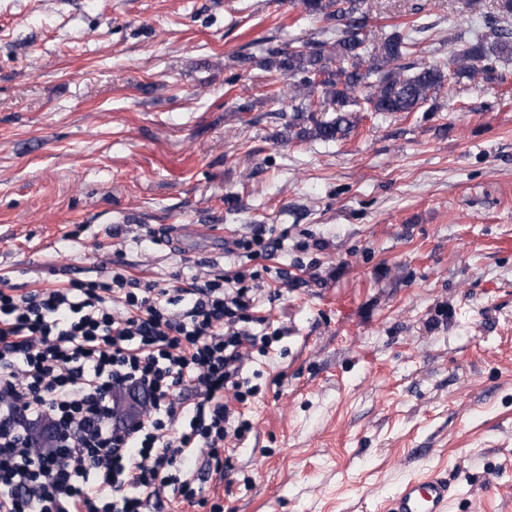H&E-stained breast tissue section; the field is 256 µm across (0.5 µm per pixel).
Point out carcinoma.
I'll use <instances>...</instances> for the list:
<instances>
[{
	"label": "carcinoma",
	"mask_w": 512,
	"mask_h": 512,
	"mask_svg": "<svg viewBox=\"0 0 512 512\" xmlns=\"http://www.w3.org/2000/svg\"><path fill=\"white\" fill-rule=\"evenodd\" d=\"M363 0H304L308 12L340 23L336 37L307 39L288 48H269L266 56L247 57L264 71L276 70L288 78L279 96L288 97V133L299 139L336 141L356 127L355 112H416L436 100L448 82V74L473 77L476 65L492 69V63L512 56V30L498 29L493 40L479 37L453 52L447 64L406 65L402 59L413 46L408 36L394 32L368 50ZM321 98L336 106V116L319 120L310 112L311 101ZM51 423L26 425L32 444L54 446Z\"/></svg>",
	"instance_id": "cac0c4a2"
}]
</instances>
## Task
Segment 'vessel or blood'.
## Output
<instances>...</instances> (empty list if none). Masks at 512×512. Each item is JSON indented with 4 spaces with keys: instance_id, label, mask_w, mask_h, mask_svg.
I'll list each match as a JSON object with an SVG mask.
<instances>
[{
    "instance_id": "1",
    "label": "vessel or blood",
    "mask_w": 512,
    "mask_h": 512,
    "mask_svg": "<svg viewBox=\"0 0 512 512\" xmlns=\"http://www.w3.org/2000/svg\"><path fill=\"white\" fill-rule=\"evenodd\" d=\"M451 498L447 477L435 472L401 484L388 496L384 512H446Z\"/></svg>"
}]
</instances>
